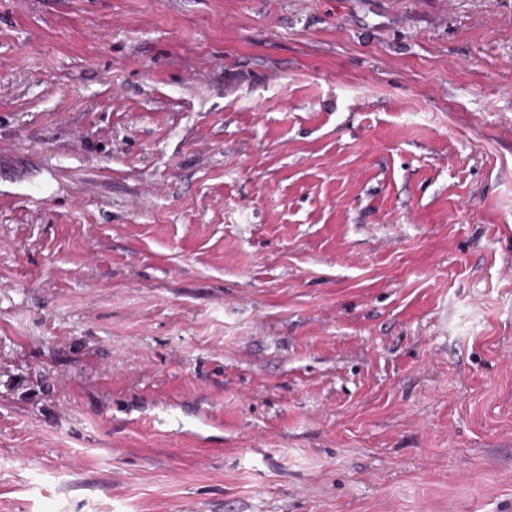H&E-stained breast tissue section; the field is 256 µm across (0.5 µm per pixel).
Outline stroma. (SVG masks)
Segmentation results:
<instances>
[{
  "mask_svg": "<svg viewBox=\"0 0 512 512\" xmlns=\"http://www.w3.org/2000/svg\"><path fill=\"white\" fill-rule=\"evenodd\" d=\"M0 512H512V0H0Z\"/></svg>",
  "mask_w": 512,
  "mask_h": 512,
  "instance_id": "stroma-1",
  "label": "stroma"
}]
</instances>
